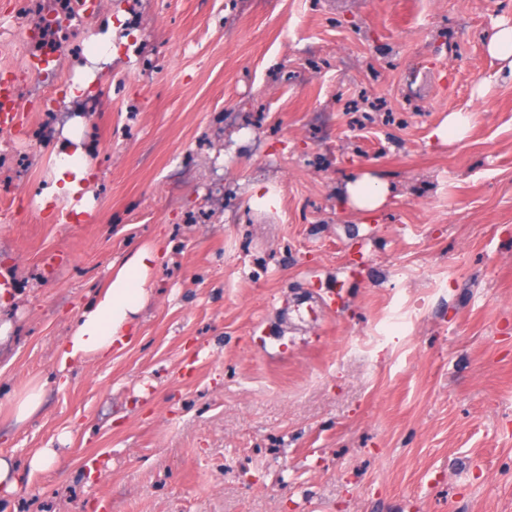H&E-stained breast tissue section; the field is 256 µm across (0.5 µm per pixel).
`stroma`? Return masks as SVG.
I'll return each mask as SVG.
<instances>
[{
  "instance_id": "35a3bbf8",
  "label": "stroma",
  "mask_w": 512,
  "mask_h": 512,
  "mask_svg": "<svg viewBox=\"0 0 512 512\" xmlns=\"http://www.w3.org/2000/svg\"><path fill=\"white\" fill-rule=\"evenodd\" d=\"M0 0V76L31 64ZM112 25V51L76 54ZM512 0H98L0 133V512H512ZM117 79H110V72ZM91 78L83 115L65 91ZM470 129L444 143L450 113ZM94 140L80 224L35 204ZM385 181L371 219L342 199ZM160 246L130 343L60 370ZM69 384L58 388L59 374ZM32 383L40 408L15 419ZM54 456L55 452L51 448H43L31 460L29 469L23 472L14 471L10 461L0 457V483L6 484L7 490H15L19 483L30 482Z\"/></svg>"
}]
</instances>
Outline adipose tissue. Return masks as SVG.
I'll return each mask as SVG.
<instances>
[{
  "instance_id": "adipose-tissue-1",
  "label": "adipose tissue",
  "mask_w": 512,
  "mask_h": 512,
  "mask_svg": "<svg viewBox=\"0 0 512 512\" xmlns=\"http://www.w3.org/2000/svg\"><path fill=\"white\" fill-rule=\"evenodd\" d=\"M53 160L48 184L37 202L44 210L69 206L71 222H81L86 208L80 200L96 172L75 137L60 144ZM158 257V248L139 249L112 273L98 290L93 304L81 313L71 334L59 345L61 367L88 359L111 358L113 346L129 335L134 316L148 297V274Z\"/></svg>"
}]
</instances>
